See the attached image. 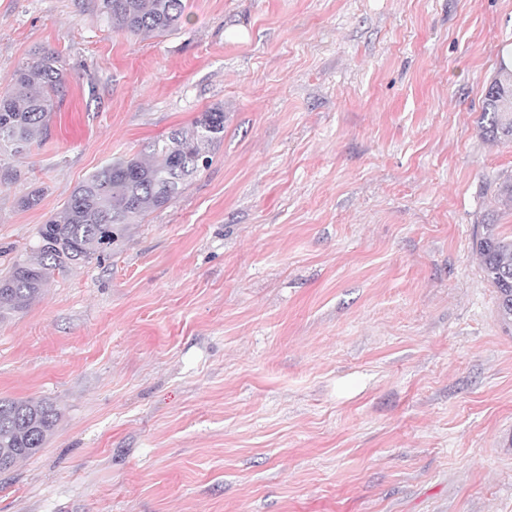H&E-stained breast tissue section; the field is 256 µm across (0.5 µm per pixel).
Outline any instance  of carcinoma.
<instances>
[{
  "label": "carcinoma",
  "mask_w": 512,
  "mask_h": 512,
  "mask_svg": "<svg viewBox=\"0 0 512 512\" xmlns=\"http://www.w3.org/2000/svg\"><path fill=\"white\" fill-rule=\"evenodd\" d=\"M115 28L133 35L163 36L177 29L185 0H100ZM58 57L43 53L18 67L0 87V154H22L45 135L63 91ZM512 68L500 63L485 89L481 130L491 141L512 140ZM224 139V109L213 107L186 128L150 146L147 158H118L92 173L66 206L38 229L32 256L15 260L0 276V319L25 310L43 292L51 274L101 257L126 228L166 206L189 179L208 167ZM485 224L474 245L484 279L496 293L497 316L512 325V237ZM60 412L46 399L0 398V468L10 470L36 455L54 432Z\"/></svg>",
  "instance_id": "cac0c4a2"
}]
</instances>
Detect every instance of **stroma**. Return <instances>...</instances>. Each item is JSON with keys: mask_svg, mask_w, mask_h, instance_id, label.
I'll return each instance as SVG.
<instances>
[{"mask_svg": "<svg viewBox=\"0 0 512 512\" xmlns=\"http://www.w3.org/2000/svg\"><path fill=\"white\" fill-rule=\"evenodd\" d=\"M57 54L0 156V270L117 156L224 109L210 166L0 321V397L47 398L0 512H512V326L473 238L512 235L479 122L512 0H0V78ZM39 191L36 207L21 200ZM185 0H100L102 13L118 30L163 36L177 29ZM58 57L43 53L18 67L0 87V154H22L45 135L63 91Z\"/></svg>", "mask_w": 512, "mask_h": 512, "instance_id": "stroma-1", "label": "stroma"}]
</instances>
